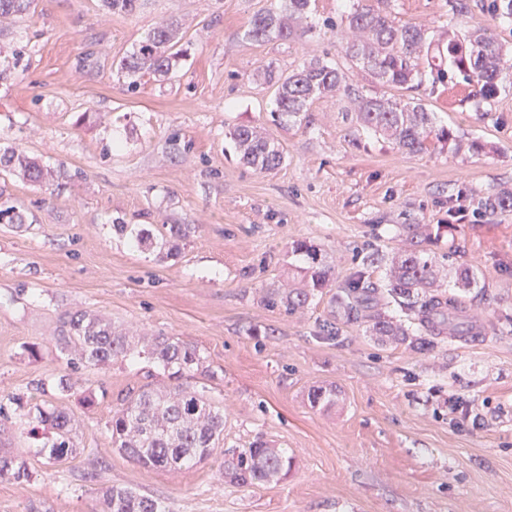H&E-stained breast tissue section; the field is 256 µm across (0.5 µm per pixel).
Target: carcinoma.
Instances as JSON below:
<instances>
[{
    "instance_id": "obj_1",
    "label": "carcinoma",
    "mask_w": 512,
    "mask_h": 512,
    "mask_svg": "<svg viewBox=\"0 0 512 512\" xmlns=\"http://www.w3.org/2000/svg\"><path fill=\"white\" fill-rule=\"evenodd\" d=\"M34 0H0V18L30 13ZM309 0H279L277 6L255 14L246 36L255 42L287 41L311 33L315 26L297 30L295 23L306 17ZM458 19L448 32L437 34L423 26L402 23L390 9V0H350L341 14V23L350 37L341 53L350 65L371 77L372 82L396 90H414L425 78L433 83L447 81L459 73L476 88L479 102L489 104L503 85L512 80V55L496 37L463 29L471 12L468 0H448ZM177 27L163 22L151 29L137 52L120 64V73L135 90L145 75L166 76L175 67ZM272 116L285 127L308 111L312 101L334 94L353 104L356 122L363 129L386 138L403 153H421L433 140L448 142L450 133L434 125L431 112L421 103L401 98L364 94L347 73L331 61L314 57L303 61L288 74L278 77ZM241 162L259 172L278 169L285 160L280 144L248 126L230 132ZM0 166L18 169L33 183H42L47 173L38 162L13 149L0 155ZM484 209L512 210V190H500L484 199ZM138 247L164 249L175 238L185 239L194 224H160L154 228H128ZM406 244L392 255L371 248L362 257L366 268L383 270L378 281L359 273L346 281L332 296L336 317L347 323L367 322L373 336L412 344L422 351L446 336L471 338L476 328L467 319L464 294L480 287L477 270L463 264L455 267L452 293L442 288L443 262L420 249V224L402 225ZM296 251L305 257L303 277L307 287L279 288L273 303L294 313L304 308L330 282L331 268L321 250L299 244ZM396 307L408 324L381 311H372V302ZM70 369L105 366L114 361L146 358L155 372L170 379L184 377L199 369L202 358L197 346L175 336H132L130 331L87 311L65 312L51 338ZM26 419L28 433L44 432L40 452L58 461L74 452L73 416L52 404L30 408L17 404ZM113 447L127 457L154 468L177 471L194 467L211 458L224 441V411L204 392L183 385L144 384L128 389L109 421ZM295 465L293 455L264 440L246 448L224 450V480L238 486H253L285 478ZM28 477L24 460L11 451L0 452V479L21 481ZM103 512H167L166 505L146 494L125 487H109L102 492Z\"/></svg>"
}]
</instances>
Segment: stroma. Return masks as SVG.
I'll list each match as a JSON object with an SVG mask.
<instances>
[{"instance_id":"obj_1","label":"stroma","mask_w":512,"mask_h":512,"mask_svg":"<svg viewBox=\"0 0 512 512\" xmlns=\"http://www.w3.org/2000/svg\"><path fill=\"white\" fill-rule=\"evenodd\" d=\"M271 0H36L0 23V150L53 171L46 184L0 170V199L25 216L0 224V403L77 408L73 454L36 451L23 418H0V447L22 450L29 481L0 479V512H101L102 490L134 489L169 512H512V211L488 194L512 189V85L483 108L462 76L416 92L454 143L398 151L363 130L338 98H317L291 127L270 116L264 74L337 56L343 0H310L314 33L257 43L245 31ZM398 20L444 30L448 0H391ZM172 20L184 55L165 77L130 89L118 72L157 23ZM249 125L278 140L283 165H243L228 136ZM126 224H193L170 255L137 247ZM403 224L441 225L424 245L474 265L485 293L468 298L482 334L416 351L340 323L330 298L361 270L360 251L390 253ZM322 250L327 288L296 313L265 297L300 284L294 247ZM92 310L140 336L197 345L205 370L190 384L224 409V445L263 438L290 449L277 482L225 484L221 454L180 471L148 468L112 445L108 422L128 388L149 383L145 359L67 372L51 341L63 311ZM337 322L330 338L321 327ZM38 346V357L27 349ZM69 374L74 393L53 384ZM336 404L312 406L313 389ZM96 472L88 481V472Z\"/></svg>"}]
</instances>
